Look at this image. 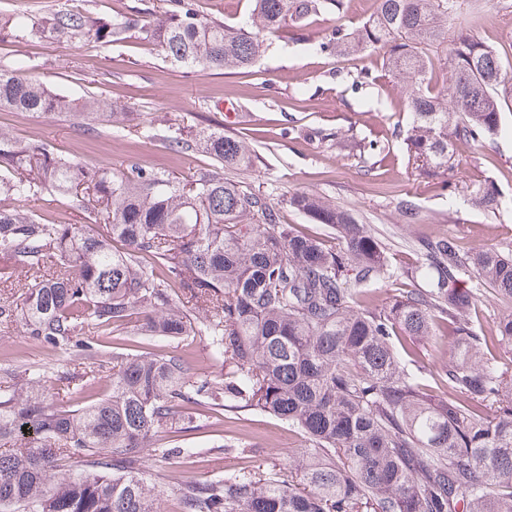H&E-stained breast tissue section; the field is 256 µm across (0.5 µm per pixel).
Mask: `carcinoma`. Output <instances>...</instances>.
Instances as JSON below:
<instances>
[{
  "label": "carcinoma",
  "mask_w": 512,
  "mask_h": 512,
  "mask_svg": "<svg viewBox=\"0 0 512 512\" xmlns=\"http://www.w3.org/2000/svg\"><path fill=\"white\" fill-rule=\"evenodd\" d=\"M143 38L171 65L244 71L265 44L345 0H250L239 26L208 20L193 0H166ZM356 27L339 25L320 50L340 59L377 54L404 94V137L416 168L455 167V147L504 131L499 93L512 77L495 50L465 32L448 44L460 0H377ZM135 22L63 3L45 16L0 18L22 40L126 39ZM0 108L64 116L105 128L121 108L52 91L24 60L0 67ZM170 147L210 163L188 177L130 165L89 167L43 141L20 144L0 129V324L74 355L65 393L48 403L44 373L0 388V512H512V387L480 363L488 343L512 344V244L460 255L452 238L426 244L431 287L406 291L380 310L356 309L358 286L388 270L385 248L348 210L312 192L275 200L229 173L253 166L243 137L178 126ZM62 199L82 224H57L17 200ZM473 203L501 206L488 184ZM286 206L334 229L342 247L280 220ZM470 269L509 309L495 334L477 336L467 315L480 302L457 287ZM190 305L182 310L176 299ZM448 330L452 361L438 397L404 371L392 345ZM204 336L224 380L194 376L179 354L129 356L98 340ZM91 335L85 340L83 336ZM109 395L88 401L98 385ZM254 407L298 428L310 447L285 472L260 468L158 489L141 469L165 448L159 433L195 427V408Z\"/></svg>",
  "instance_id": "obj_1"
}]
</instances>
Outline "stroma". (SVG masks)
Returning <instances> with one entry per match:
<instances>
[{
  "mask_svg": "<svg viewBox=\"0 0 512 512\" xmlns=\"http://www.w3.org/2000/svg\"><path fill=\"white\" fill-rule=\"evenodd\" d=\"M335 25L333 12L312 16L288 38L273 40L247 72L238 74L173 67L159 48L136 34L112 45L93 39L26 43L0 37V66L24 59L50 89L76 98L93 95L125 110L108 134L72 117L35 118L8 109L0 110V127H9L19 142L44 140L84 162L115 169L135 164L179 177L208 160L158 140L167 126L184 123L247 133L254 166L240 173V180L277 198L298 190L316 192L349 210L383 243L392 275L363 284L359 298L361 308L377 309L396 290L428 288L423 241L450 237L464 254L512 243V136L460 146L459 165L451 174L427 176L415 170L403 145L411 116L384 75L380 57L339 62L320 52V42ZM462 32L498 52L512 74V0H461L448 37L456 39ZM363 69L377 74L378 82L352 90L353 75ZM371 141L381 144V152H364ZM449 179L454 189L446 188ZM485 182L501 193L503 205L497 210L471 201L472 190ZM402 200L414 205L413 221L401 217ZM112 344L132 356L179 353L195 376H224L223 364L214 359L204 337L129 333L113 337ZM397 354L405 370L425 372L427 385L447 394L445 327L414 347L398 348ZM71 366L69 354L40 348L20 324L0 325V370L19 377L41 370L56 389ZM198 412L196 429L163 434L169 446L191 449V457L174 463L147 452L144 466L150 481L213 480L244 468H279L307 446L296 428L257 409L202 406Z\"/></svg>",
  "mask_w": 512,
  "mask_h": 512,
  "instance_id": "35a3bbf8",
  "label": "stroma"
}]
</instances>
